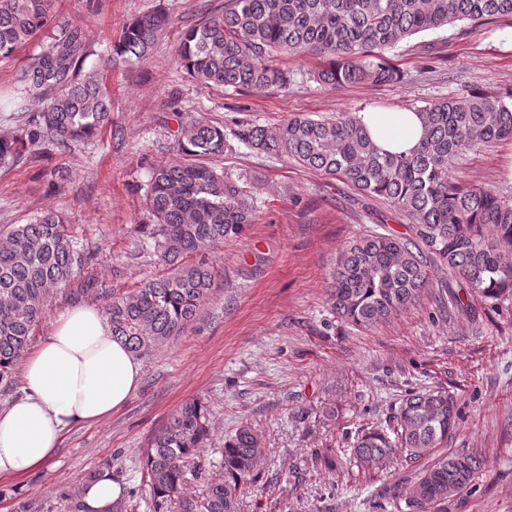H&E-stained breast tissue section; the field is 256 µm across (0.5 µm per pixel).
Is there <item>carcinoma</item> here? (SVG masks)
Masks as SVG:
<instances>
[{"mask_svg":"<svg viewBox=\"0 0 512 512\" xmlns=\"http://www.w3.org/2000/svg\"><path fill=\"white\" fill-rule=\"evenodd\" d=\"M53 0H0V57L8 59L51 19ZM512 19V0H226L224 11L185 31L177 60L184 73L238 93L281 88L288 72L281 57L302 53L326 61L315 79L343 87L389 84L400 70L388 53L411 36L456 22L474 26ZM169 23L163 10L127 23L114 54L144 61ZM87 36L64 23L48 51L22 72L27 97L44 103L40 131L0 135V165L23 158L43 134L63 143L96 134L110 120L111 100L95 76L79 78ZM424 138L410 155L380 151L352 113L332 118L298 116L270 127L246 122L233 136L251 152L292 159L339 177L362 196L383 201L408 224L401 237L372 232L339 251L328 303L341 322L371 329L407 311L446 268L474 292L496 299L512 291V201L488 188L452 178L463 153L512 140V92L472 93L415 108ZM228 147L224 127L201 120L181 124L178 163L149 173L147 205L162 277L105 305L112 336L133 354L173 342L195 320L215 288L204 255L242 237L255 218V187L206 164ZM203 258L195 263L185 259ZM92 255L54 212L0 233V384L12 383L33 329L59 287ZM457 400L444 391L412 392L389 430L374 428L350 452L361 467L383 469L398 459L415 463L448 442ZM210 410L185 402L155 435L143 476L153 512H238L243 490L259 477L260 438L248 424L224 437L220 459L205 468ZM482 461L468 451L434 458L388 489L394 512H448L471 484Z\"/></svg>","mask_w":512,"mask_h":512,"instance_id":"cac0c4a2","label":"carcinoma"}]
</instances>
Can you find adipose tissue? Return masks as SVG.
<instances>
[{
	"mask_svg": "<svg viewBox=\"0 0 512 512\" xmlns=\"http://www.w3.org/2000/svg\"><path fill=\"white\" fill-rule=\"evenodd\" d=\"M357 118L386 152H409L423 137L419 115L407 108L367 109ZM22 378L23 394L0 409V479L46 466L66 429L121 408L140 383L141 365L113 338L100 309L83 306L60 314L25 355Z\"/></svg>",
	"mask_w": 512,
	"mask_h": 512,
	"instance_id": "ef3b65f1",
	"label": "adipose tissue"
}]
</instances>
